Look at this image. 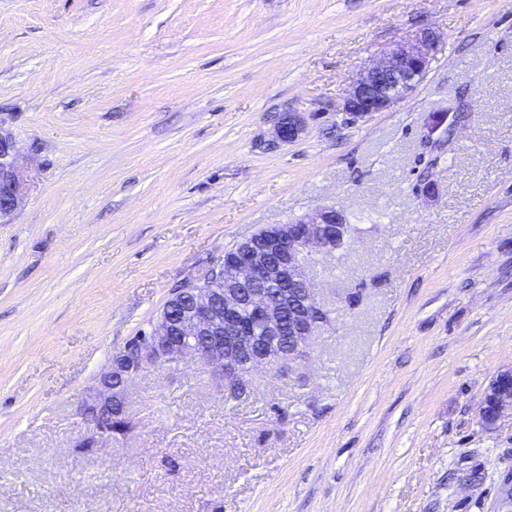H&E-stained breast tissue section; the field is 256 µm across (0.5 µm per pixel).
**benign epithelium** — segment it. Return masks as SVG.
Wrapping results in <instances>:
<instances>
[{"label": "benign epithelium", "mask_w": 512, "mask_h": 512, "mask_svg": "<svg viewBox=\"0 0 512 512\" xmlns=\"http://www.w3.org/2000/svg\"><path fill=\"white\" fill-rule=\"evenodd\" d=\"M439 46L438 36L427 28L384 51L353 80L339 108L342 122L354 124L402 102L424 79ZM305 131V117L287 112L263 145L278 149ZM25 188L15 144L0 131L1 224L10 221ZM347 238L343 211L319 207L238 242L216 260L207 278L174 289L167 300L172 312L160 313L148 330L117 349L83 401L79 416L89 428L87 440L114 439L112 419L127 410L129 386L146 369L172 368L191 356L221 389L245 393L251 372L306 359L311 337L324 325L308 263L315 255L336 253ZM489 405L494 416L482 423L491 429L504 410H512L511 367L485 388L481 408Z\"/></svg>", "instance_id": "obj_1"}]
</instances>
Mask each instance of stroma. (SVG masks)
Returning a JSON list of instances; mask_svg holds the SVG:
<instances>
[{
  "label": "stroma",
  "mask_w": 512,
  "mask_h": 512,
  "mask_svg": "<svg viewBox=\"0 0 512 512\" xmlns=\"http://www.w3.org/2000/svg\"><path fill=\"white\" fill-rule=\"evenodd\" d=\"M424 27L423 81L341 124ZM283 112L305 133L260 149ZM0 129L28 176L0 223V512H512V411L480 420L512 367V0H0ZM326 205L353 230L309 266L332 315L306 360L231 401L196 360L145 370L132 430L84 446L87 389L172 288ZM506 376L509 378L507 383ZM488 405H493L494 416L485 420L481 418L483 426L491 429L495 426L500 414L506 410H512V368L500 370L489 382L484 390L481 400V415Z\"/></svg>",
  "instance_id": "1"
}]
</instances>
